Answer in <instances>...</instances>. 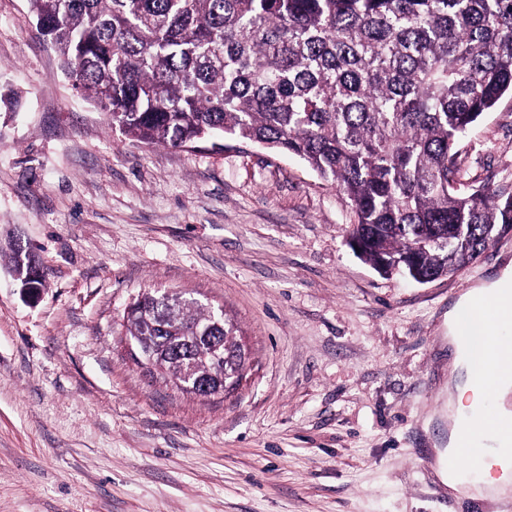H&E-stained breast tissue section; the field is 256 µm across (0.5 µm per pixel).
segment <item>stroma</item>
I'll return each mask as SVG.
<instances>
[{
	"label": "stroma",
	"mask_w": 512,
	"mask_h": 512,
	"mask_svg": "<svg viewBox=\"0 0 512 512\" xmlns=\"http://www.w3.org/2000/svg\"><path fill=\"white\" fill-rule=\"evenodd\" d=\"M463 189L512 192V97L461 140ZM347 197L254 143L133 142L84 100L28 0H0V512H499L439 489L448 310L512 236L429 283L349 245ZM152 288L223 307L249 348L199 399L128 357ZM5 256L8 259L12 271L18 275V280L26 289L30 288V285L33 283L37 284L36 288H38V285L41 284V280L31 278V276L36 273L37 268L35 270L33 259L26 250L18 246H13L10 247L8 254H5Z\"/></svg>",
	"instance_id": "stroma-1"
}]
</instances>
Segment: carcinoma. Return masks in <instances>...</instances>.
Segmentation results:
<instances>
[{
    "label": "carcinoma",
    "mask_w": 512,
    "mask_h": 512,
    "mask_svg": "<svg viewBox=\"0 0 512 512\" xmlns=\"http://www.w3.org/2000/svg\"><path fill=\"white\" fill-rule=\"evenodd\" d=\"M72 87L129 138L152 145L229 136L293 155L357 217L351 239L384 273L418 282L477 260L512 194L459 190L457 145L512 96V0H29ZM40 284L20 247L0 258ZM147 292L126 336L177 374L175 349L214 385L245 373L228 318ZM218 336L216 363L207 337Z\"/></svg>",
    "instance_id": "obj_1"
}]
</instances>
